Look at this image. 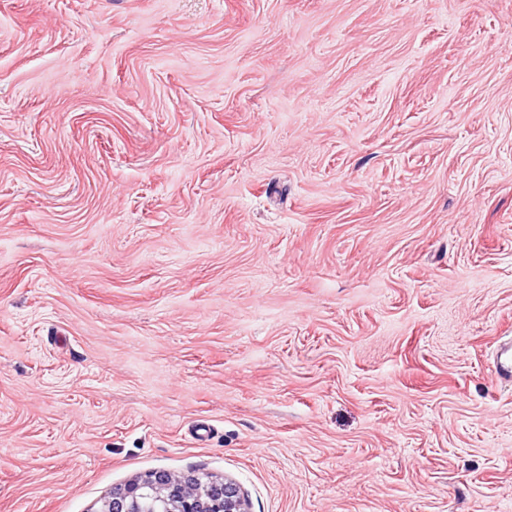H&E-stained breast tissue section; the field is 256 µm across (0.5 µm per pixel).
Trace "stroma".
I'll return each mask as SVG.
<instances>
[{
	"label": "stroma",
	"instance_id": "35a3bbf8",
	"mask_svg": "<svg viewBox=\"0 0 512 512\" xmlns=\"http://www.w3.org/2000/svg\"><path fill=\"white\" fill-rule=\"evenodd\" d=\"M503 335L512 0H0V512H512ZM494 369L502 382H512V337H509L507 342H498ZM231 479L203 483L194 477L151 472L112 492L99 512H249Z\"/></svg>",
	"mask_w": 512,
	"mask_h": 512
}]
</instances>
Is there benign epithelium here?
Masks as SVG:
<instances>
[{"label": "benign epithelium", "mask_w": 512, "mask_h": 512, "mask_svg": "<svg viewBox=\"0 0 512 512\" xmlns=\"http://www.w3.org/2000/svg\"><path fill=\"white\" fill-rule=\"evenodd\" d=\"M99 512H249L231 479L202 482L194 477L151 472L112 492Z\"/></svg>", "instance_id": "1"}]
</instances>
